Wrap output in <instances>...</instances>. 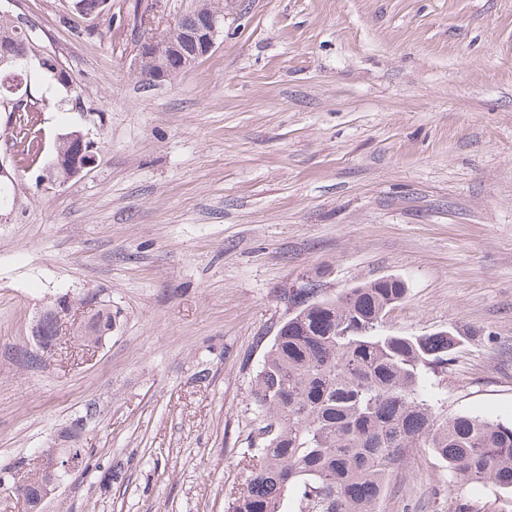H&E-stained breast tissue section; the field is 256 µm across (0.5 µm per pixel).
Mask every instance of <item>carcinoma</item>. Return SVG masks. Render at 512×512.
Here are the masks:
<instances>
[{
  "label": "carcinoma",
  "instance_id": "1",
  "mask_svg": "<svg viewBox=\"0 0 512 512\" xmlns=\"http://www.w3.org/2000/svg\"><path fill=\"white\" fill-rule=\"evenodd\" d=\"M0 44L27 54L29 34L0 18ZM407 293L398 278L374 280L335 297L291 288L293 312L263 356L250 397L264 417L256 447L243 456L244 487L228 512H376L392 473L414 448H430L466 481L512 489V424L480 416L440 419L423 389L463 338L453 328L431 336L385 334L387 313ZM89 317L70 332L80 345L112 335V300L85 293L66 304ZM59 319H43L41 343L55 347ZM43 477L26 471L25 494Z\"/></svg>",
  "mask_w": 512,
  "mask_h": 512
}]
</instances>
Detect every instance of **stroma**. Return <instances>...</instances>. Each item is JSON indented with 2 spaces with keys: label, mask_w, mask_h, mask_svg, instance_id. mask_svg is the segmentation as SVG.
Wrapping results in <instances>:
<instances>
[{
  "label": "stroma",
  "mask_w": 512,
  "mask_h": 512,
  "mask_svg": "<svg viewBox=\"0 0 512 512\" xmlns=\"http://www.w3.org/2000/svg\"><path fill=\"white\" fill-rule=\"evenodd\" d=\"M200 4L0 0L32 38L46 150L97 145L39 186L0 122L20 201L0 223V470L96 410L89 466L45 512H226L263 425L254 376L307 282L405 281L386 330L465 338L425 375L439 417L512 423V0H224L212 52L147 81L140 44ZM97 290L116 321L92 360L64 338L18 365L56 299ZM378 512H512V491L417 448ZM68 137L76 138L77 142L75 144L79 149V153L74 157H62L61 153L52 154L38 174L42 183L64 184L85 170L95 166L97 155L93 152V141L87 135L80 132ZM85 143L88 147L87 152L84 149Z\"/></svg>",
  "instance_id": "1"
}]
</instances>
